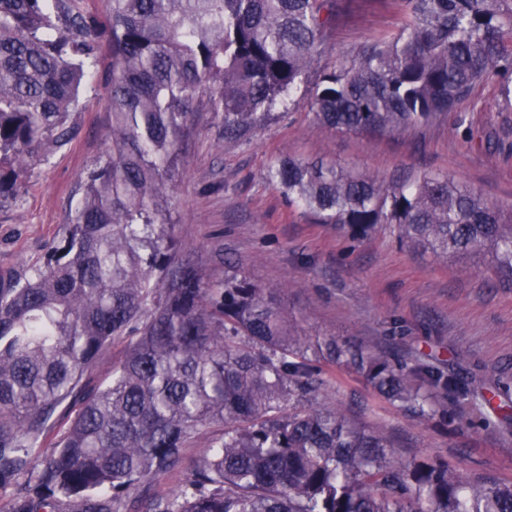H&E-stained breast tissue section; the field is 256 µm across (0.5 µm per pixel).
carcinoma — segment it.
<instances>
[{"label":"carcinoma","mask_w":512,"mask_h":512,"mask_svg":"<svg viewBox=\"0 0 512 512\" xmlns=\"http://www.w3.org/2000/svg\"><path fill=\"white\" fill-rule=\"evenodd\" d=\"M353 0H0V202L30 162L72 138L95 40L112 46V141L88 172L63 244L0 279V493L10 512H512V482L450 459L403 460L382 428L317 400L322 359L342 360L424 419L485 399L456 372L294 334L273 291L238 273L208 281L170 233L171 177L204 84L234 142L274 118ZM405 22L326 72L318 123L409 132L497 79L512 97V0H400ZM267 179L352 240L392 224L438 260L486 253L512 273V215L448 175L356 172L278 159ZM124 357L90 383L103 354ZM76 407L43 455L64 403ZM221 437L166 498L131 497L179 467L198 431Z\"/></svg>","instance_id":"obj_1"}]
</instances>
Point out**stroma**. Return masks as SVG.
I'll return each mask as SVG.
<instances>
[{"label":"stroma","mask_w":512,"mask_h":512,"mask_svg":"<svg viewBox=\"0 0 512 512\" xmlns=\"http://www.w3.org/2000/svg\"><path fill=\"white\" fill-rule=\"evenodd\" d=\"M398 0H355L314 56L297 85L295 108L277 107L269 123L225 143L224 123L201 88L182 141L184 165L172 178L170 221L175 236L205 279L220 281L227 264L275 289L277 303L301 336L365 345L405 358L443 363L489 387L512 377V275L472 260L436 262L398 244L379 225L351 242L331 224H318L291 206L266 178L280 157L321 160L381 176L420 170L448 175L512 212V107L498 81L478 87L463 106L466 127L440 116L415 133L338 131L315 121L305 101L327 71L354 58L369 39L397 32ZM111 45L100 39L96 65L80 90L70 142L32 161L21 194L0 202V274L28 277L64 238L80 184L105 154L111 137ZM475 138L465 142V129ZM319 400L342 407L357 424L381 426L407 459L438 456L464 471L512 481V421L462 429L424 421L390 402L344 363L322 365ZM222 433L202 428L185 450V465L155 479L148 494L166 497Z\"/></svg>","instance_id":"obj_1"}]
</instances>
